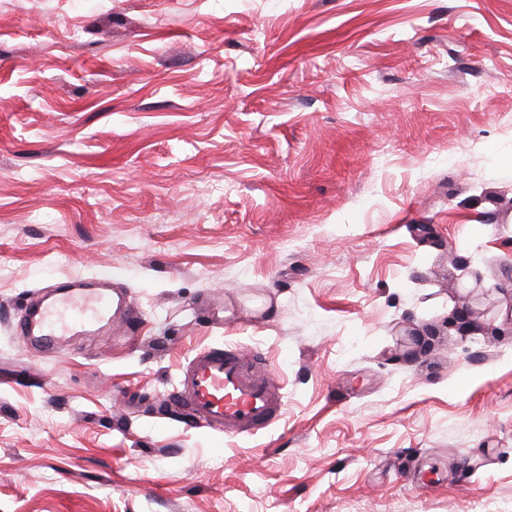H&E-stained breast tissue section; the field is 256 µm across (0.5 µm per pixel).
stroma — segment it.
Segmentation results:
<instances>
[{
	"mask_svg": "<svg viewBox=\"0 0 512 512\" xmlns=\"http://www.w3.org/2000/svg\"><path fill=\"white\" fill-rule=\"evenodd\" d=\"M209 346L268 430L186 426ZM0 512H512V0H0ZM90 285L85 279L66 282V292L44 306L36 317L19 323L17 332L50 345L58 335H48L47 331L75 330L90 322L111 320L113 302L107 283L98 282L95 289H89ZM275 384V374L258 355L209 347L188 360L173 399L196 429L250 436L280 415L283 400Z\"/></svg>",
	"mask_w": 512,
	"mask_h": 512,
	"instance_id": "obj_1",
	"label": "stroma"
}]
</instances>
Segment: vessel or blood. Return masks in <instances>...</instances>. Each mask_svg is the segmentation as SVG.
Returning a JSON list of instances; mask_svg holds the SVG:
<instances>
[{
	"label": "vessel or blood",
	"instance_id": "vessel-or-blood-1",
	"mask_svg": "<svg viewBox=\"0 0 512 512\" xmlns=\"http://www.w3.org/2000/svg\"><path fill=\"white\" fill-rule=\"evenodd\" d=\"M66 291L36 316L19 323L20 334L52 343V330L77 329L112 318V296L106 283L89 285L73 279ZM276 376L255 354L209 347L196 352L182 372L175 402L203 431L228 437L250 436L267 429L279 417L283 400Z\"/></svg>",
	"mask_w": 512,
	"mask_h": 512
}]
</instances>
